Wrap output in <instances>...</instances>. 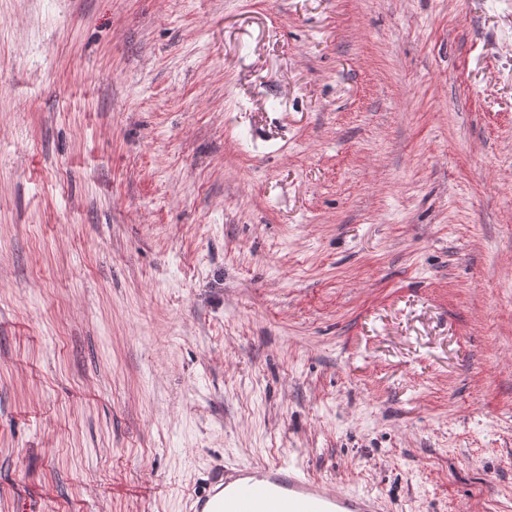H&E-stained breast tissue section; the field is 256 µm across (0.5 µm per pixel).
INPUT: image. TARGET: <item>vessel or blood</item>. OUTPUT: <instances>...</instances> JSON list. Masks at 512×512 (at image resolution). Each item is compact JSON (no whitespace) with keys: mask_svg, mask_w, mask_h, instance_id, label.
I'll return each instance as SVG.
<instances>
[{"mask_svg":"<svg viewBox=\"0 0 512 512\" xmlns=\"http://www.w3.org/2000/svg\"><path fill=\"white\" fill-rule=\"evenodd\" d=\"M194 503V512H377L373 497L330 490L293 463L225 468Z\"/></svg>","mask_w":512,"mask_h":512,"instance_id":"b4317fda","label":"vessel or blood"}]
</instances>
